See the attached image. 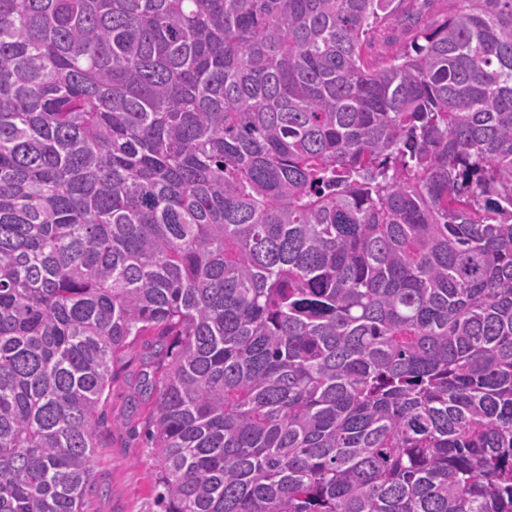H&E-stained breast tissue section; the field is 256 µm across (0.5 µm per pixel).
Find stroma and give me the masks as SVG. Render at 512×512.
Returning <instances> with one entry per match:
<instances>
[{"instance_id": "stroma-1", "label": "stroma", "mask_w": 512, "mask_h": 512, "mask_svg": "<svg viewBox=\"0 0 512 512\" xmlns=\"http://www.w3.org/2000/svg\"><path fill=\"white\" fill-rule=\"evenodd\" d=\"M148 360L144 346L129 351L106 405L108 430L93 453L95 486L87 512H159L157 460L148 443L147 401L132 403Z\"/></svg>"}]
</instances>
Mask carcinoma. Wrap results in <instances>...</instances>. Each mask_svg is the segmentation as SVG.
I'll return each mask as SVG.
<instances>
[{
    "label": "carcinoma",
    "mask_w": 512,
    "mask_h": 512,
    "mask_svg": "<svg viewBox=\"0 0 512 512\" xmlns=\"http://www.w3.org/2000/svg\"><path fill=\"white\" fill-rule=\"evenodd\" d=\"M0 0V512H85L119 365L160 512H512V0ZM397 20L398 22L395 25L386 22L371 33L373 43L371 48L372 57L387 56L394 52L399 45L409 42L413 38L414 32L405 33L410 25L409 21L405 20L402 16H399ZM391 36H395L396 40H391Z\"/></svg>",
    "instance_id": "1"
}]
</instances>
